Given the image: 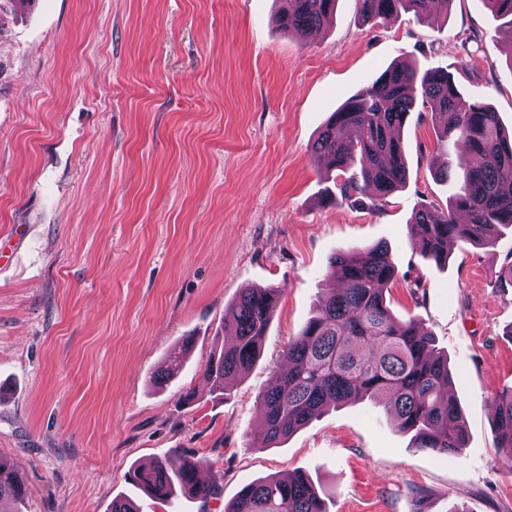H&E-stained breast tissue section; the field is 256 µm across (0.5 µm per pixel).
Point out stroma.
<instances>
[{"label":"stroma","mask_w":512,"mask_h":512,"mask_svg":"<svg viewBox=\"0 0 512 512\" xmlns=\"http://www.w3.org/2000/svg\"><path fill=\"white\" fill-rule=\"evenodd\" d=\"M279 0H0V456L26 495L8 512H224L257 479L301 471L327 512H512L491 401L512 385V229L437 262L409 224L460 190L430 110L401 131L406 184L374 212L324 202L335 172L311 145L331 112L392 62L450 68L512 128V41L481 0L426 24L363 16L357 0L309 33ZM475 42H468V35ZM387 244L386 302L447 353L468 427L461 457L415 448L374 400L328 407L256 448L259 398L336 282L329 261ZM276 288L263 353L224 397L203 369L240 288ZM183 370L154 381L184 337ZM194 392L186 405L181 397ZM188 449L223 486L159 503L133 465Z\"/></svg>","instance_id":"35a3bbf8"}]
</instances>
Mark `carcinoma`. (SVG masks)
<instances>
[{"label":"carcinoma","mask_w":512,"mask_h":512,"mask_svg":"<svg viewBox=\"0 0 512 512\" xmlns=\"http://www.w3.org/2000/svg\"><path fill=\"white\" fill-rule=\"evenodd\" d=\"M278 25L288 31L321 28L333 17L337 0H282ZM452 0H358L368 18L387 20L411 13L427 22L435 11H448ZM505 19L512 37V0H482ZM441 121L438 136L456 148L455 163L436 168L440 180L459 179L461 192L439 209H419L410 224V237L422 253L448 260V246L467 242L494 243L500 228L512 226V132L501 127L492 107L464 94L446 68L424 71L399 61L384 69L333 112L311 152L328 170L337 171L335 189L325 200L377 211L407 178L401 138L417 104ZM332 273L343 288L326 293L314 315L283 351L287 369L273 376L259 399L264 417L253 444L272 448L307 425L329 405L364 397L391 410L397 425L412 435L415 447L459 457L468 429L453 394L448 357L437 351L431 333L410 317L396 319L385 299V287L395 267L384 245L351 248L334 254ZM279 297L276 288L245 287L224 316V332L233 342L207 361L203 378L210 393L225 395L262 354V342ZM188 342L173 350L155 377L161 385L181 369ZM493 425L501 466L512 469V387L493 402ZM209 462L188 450L163 460L140 464L130 472L132 482L152 499L167 502L180 488L206 503L219 485L202 483L200 470ZM24 493L22 478L0 458V501ZM225 512H327L324 500L307 475L294 472L251 482L227 504Z\"/></svg>","instance_id":"carcinoma-1"}]
</instances>
